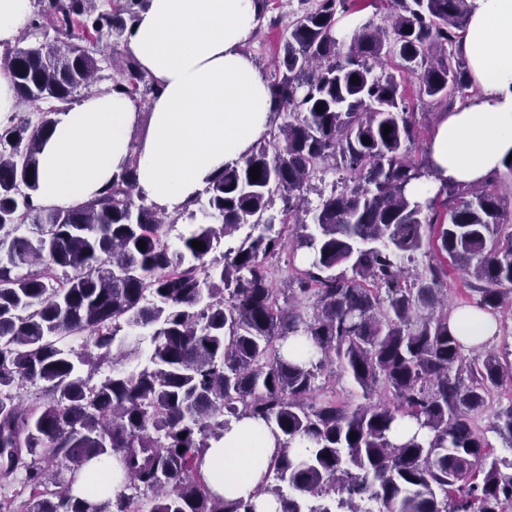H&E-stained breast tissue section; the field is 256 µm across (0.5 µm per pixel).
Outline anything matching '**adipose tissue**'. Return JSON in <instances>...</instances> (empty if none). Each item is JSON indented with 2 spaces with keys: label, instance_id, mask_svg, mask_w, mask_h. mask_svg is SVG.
I'll return each instance as SVG.
<instances>
[{
  "label": "adipose tissue",
  "instance_id": "obj_1",
  "mask_svg": "<svg viewBox=\"0 0 512 512\" xmlns=\"http://www.w3.org/2000/svg\"><path fill=\"white\" fill-rule=\"evenodd\" d=\"M472 2L462 49L480 92L440 113L427 149L436 175L456 185L483 183L512 155V0ZM260 9V0H148L126 44L158 88L148 114L106 90L55 114L35 204L87 202L132 163L138 194L173 213L247 155L273 113L269 85L242 50ZM143 120L149 133L136 147L132 133ZM277 451L272 429L245 418L205 450L201 469L213 492L246 500ZM115 471L114 459L90 462L75 494L96 501L114 493Z\"/></svg>",
  "mask_w": 512,
  "mask_h": 512
}]
</instances>
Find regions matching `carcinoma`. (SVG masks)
<instances>
[{
  "instance_id": "cac0c4a2",
  "label": "carcinoma",
  "mask_w": 512,
  "mask_h": 512,
  "mask_svg": "<svg viewBox=\"0 0 512 512\" xmlns=\"http://www.w3.org/2000/svg\"><path fill=\"white\" fill-rule=\"evenodd\" d=\"M146 4L43 0L4 52L32 107L0 132V477L17 479L20 512H257L212 493L201 470L210 441L244 416L280 434L255 492L278 512H509L512 455L494 454L486 433L512 452V399L486 427L476 418L492 388L512 383V351L464 345L444 288L451 265L467 277L466 308L505 330L506 197L444 180L431 196L412 191L436 174L411 157L419 132L401 90L411 73L420 98L468 97L472 0H390L389 24L370 18L348 41L336 16L352 0H316L288 24L269 82L288 120L170 221L135 203L134 164L88 202L36 205L54 114L95 82L100 45ZM141 83L157 93L125 54L110 89L133 99ZM327 169L341 190L306 208ZM199 211L219 227L194 224L171 248L166 223ZM287 246L306 266L275 288L264 260ZM74 337L78 351L66 348ZM290 339L309 355L284 352ZM125 360L138 364L117 368ZM105 365L112 374L94 380ZM27 383L40 390L24 400ZM404 420L416 430L397 442ZM102 456L121 464L124 485L102 501L74 495Z\"/></svg>"
}]
</instances>
